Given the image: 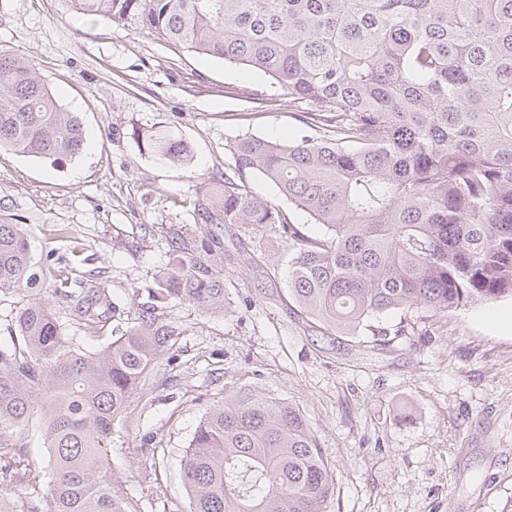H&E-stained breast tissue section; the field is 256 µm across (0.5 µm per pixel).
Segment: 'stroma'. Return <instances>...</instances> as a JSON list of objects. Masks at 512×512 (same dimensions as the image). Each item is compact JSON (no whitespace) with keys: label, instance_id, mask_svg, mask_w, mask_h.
<instances>
[{"label":"stroma","instance_id":"obj_1","mask_svg":"<svg viewBox=\"0 0 512 512\" xmlns=\"http://www.w3.org/2000/svg\"><path fill=\"white\" fill-rule=\"evenodd\" d=\"M0 50L34 65L84 127V151L59 165L1 150L0 199L12 201L38 264L64 257L73 281L98 271L114 308L82 339L90 350L137 321L168 236L195 229L180 200L234 174L230 143L305 133L269 77L82 15L72 0H0ZM160 125L188 144L190 164L145 149L139 133ZM287 261L277 227L254 240L225 225L227 312L162 309L180 334L112 433L124 496L139 512H190L181 463L193 433L247 389L299 407L336 468L328 512H500L512 495V299L416 322L408 336L331 340L289 299ZM0 441L27 451L47 485L39 419Z\"/></svg>","mask_w":512,"mask_h":512}]
</instances>
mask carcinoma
<instances>
[{
	"label": "carcinoma",
	"mask_w": 512,
	"mask_h": 512,
	"mask_svg": "<svg viewBox=\"0 0 512 512\" xmlns=\"http://www.w3.org/2000/svg\"><path fill=\"white\" fill-rule=\"evenodd\" d=\"M79 12L135 26L201 57L269 76L312 134L291 144L252 135L230 146L237 177L196 189L206 229L167 240L139 321L88 351L33 298L59 268L39 267L0 201V293L18 297L0 346V430L39 415L52 468L47 512H137L108 462L114 422L176 328L159 305L224 312V225L278 226L288 295L328 336H402L414 313L437 323L477 302L512 298V0H73ZM159 159L190 163L171 134ZM53 164L79 156V118L36 69L0 52V149ZM272 182L323 227L313 237L249 186ZM91 335L112 295L90 270L62 291ZM399 312L403 321L380 324ZM24 486L29 460L0 454ZM191 512H326L331 462L299 409L240 390L197 426L182 463Z\"/></svg>",
	"instance_id": "cac0c4a2"
}]
</instances>
